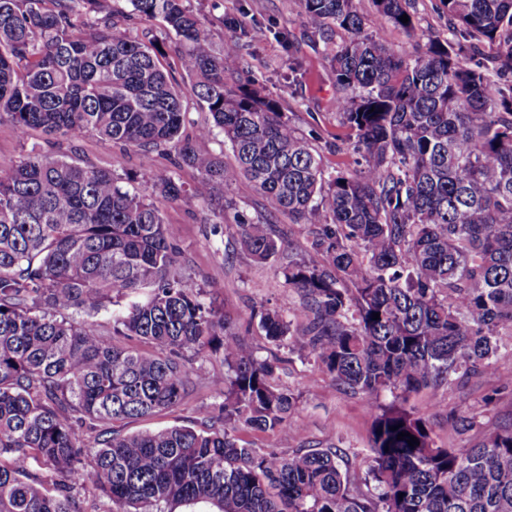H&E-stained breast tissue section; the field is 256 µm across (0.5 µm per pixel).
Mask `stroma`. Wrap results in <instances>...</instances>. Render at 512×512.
<instances>
[{"label":"stroma","mask_w":512,"mask_h":512,"mask_svg":"<svg viewBox=\"0 0 512 512\" xmlns=\"http://www.w3.org/2000/svg\"><path fill=\"white\" fill-rule=\"evenodd\" d=\"M190 5L208 17L216 46L230 39L239 41L242 63L235 83L249 85L276 100L309 138L326 171L356 169L358 153L336 120L338 89L325 59L329 43L346 39L344 30L323 36L296 0H190ZM355 5L363 34L383 37L403 55L414 54V38L393 25L380 24L373 0H355ZM406 8L417 32L431 39H450L441 0H408ZM33 151L83 166L112 169L120 175L132 176L145 169L164 175L170 168L169 158L157 151L124 150L91 134L73 146L38 130L19 135L10 121H0V172L10 171ZM155 203L178 230L181 274L201 284L207 300L233 322L245 325L252 305L261 302L282 312L293 325L306 324L302 298L285 286L283 271L289 261L302 258L309 226L291 223L245 180L220 188L207 204L191 198L171 202L160 197ZM218 211L224 214V233L215 236L209 220ZM239 217L272 224L284 243L274 264L255 262L234 250L232 234ZM200 366L204 381L178 406L126 421L123 431L197 425L199 407L220 402L209 385L210 378L224 374L220 361L204 359ZM275 381L300 395L289 425L273 432L244 430L242 440L282 454L302 443L310 448L336 445L347 450L353 467H363L372 418L361 397L343 393L313 360L295 354L276 372ZM408 405L428 416L436 443L451 448L473 444L483 434L512 421V336L501 337L492 373L463 384L422 389L410 397ZM452 414L473 417L474 430L463 435L449 432Z\"/></svg>","instance_id":"obj_1"}]
</instances>
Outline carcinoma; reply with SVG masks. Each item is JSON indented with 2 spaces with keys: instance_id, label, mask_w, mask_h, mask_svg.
<instances>
[{
  "instance_id": "carcinoma-1",
  "label": "carcinoma",
  "mask_w": 512,
  "mask_h": 512,
  "mask_svg": "<svg viewBox=\"0 0 512 512\" xmlns=\"http://www.w3.org/2000/svg\"><path fill=\"white\" fill-rule=\"evenodd\" d=\"M128 2L180 39L179 68L210 120L185 131L161 49L119 28L127 15L112 0H0V120L22 136L176 151L134 192L112 170L38 153L0 173V512H81L72 490L89 483L116 512H512V425L447 448L405 408L423 388L490 372L512 334V0H442L454 40L413 57L363 35L355 0H298L319 29L349 33L328 60L360 162L334 175L278 102L228 85L238 41L216 50L187 0ZM375 3L380 21L414 31L400 21L406 0ZM89 12L98 18L79 28ZM218 135L235 164L200 149ZM184 166L199 175L189 189ZM242 179L314 225L305 257L283 271L312 320L294 330L252 307L249 326L276 348L265 359L177 273V231L151 201L207 202ZM234 244L260 263L282 248L245 219ZM109 311L106 335L94 317ZM281 352L314 360L369 406L392 395L364 470L343 448L240 443L241 428L277 430L297 407L273 384ZM200 356L225 368L203 428L116 427L179 404ZM83 429L97 433L88 465Z\"/></svg>"
}]
</instances>
